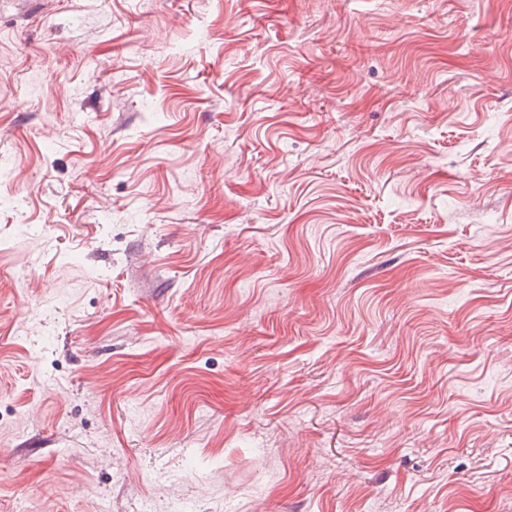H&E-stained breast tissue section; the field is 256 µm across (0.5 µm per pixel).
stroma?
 Listing matches in <instances>:
<instances>
[{"label":"stroma","mask_w":512,"mask_h":512,"mask_svg":"<svg viewBox=\"0 0 512 512\" xmlns=\"http://www.w3.org/2000/svg\"><path fill=\"white\" fill-rule=\"evenodd\" d=\"M0 512H512V0H0Z\"/></svg>","instance_id":"stroma-1"}]
</instances>
